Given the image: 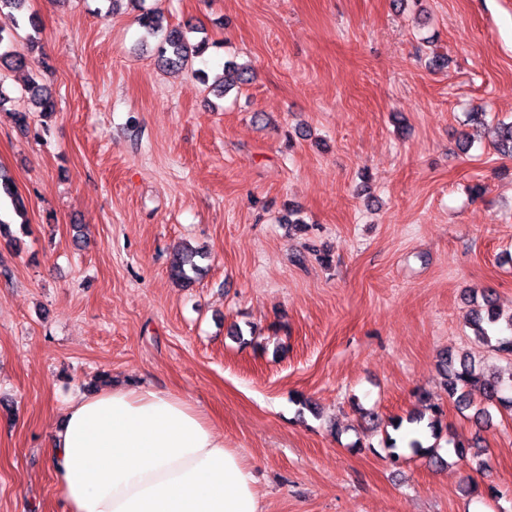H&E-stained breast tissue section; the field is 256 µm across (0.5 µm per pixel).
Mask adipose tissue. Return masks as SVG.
Instances as JSON below:
<instances>
[{"instance_id":"ef3b65f1","label":"adipose tissue","mask_w":512,"mask_h":512,"mask_svg":"<svg viewBox=\"0 0 512 512\" xmlns=\"http://www.w3.org/2000/svg\"><path fill=\"white\" fill-rule=\"evenodd\" d=\"M46 454L67 512H264L255 462L166 391L69 398Z\"/></svg>"}]
</instances>
